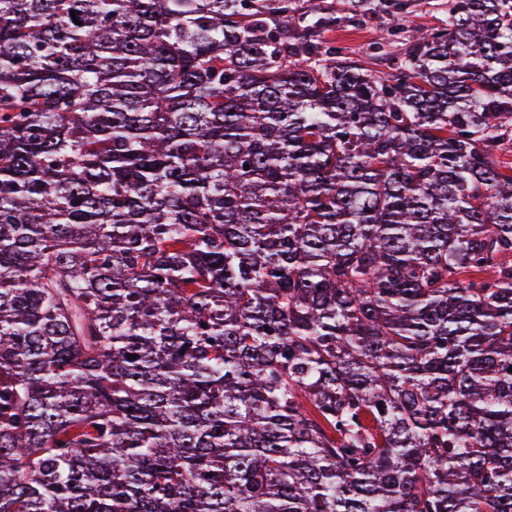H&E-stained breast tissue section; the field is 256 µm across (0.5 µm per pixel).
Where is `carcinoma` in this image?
Wrapping results in <instances>:
<instances>
[{"label":"carcinoma","instance_id":"obj_1","mask_svg":"<svg viewBox=\"0 0 512 512\" xmlns=\"http://www.w3.org/2000/svg\"><path fill=\"white\" fill-rule=\"evenodd\" d=\"M323 2L0 0V512H512V0ZM402 1H410L405 10L397 9V0H370V10L360 26H341L326 35L344 55L374 71L385 70V59L400 51L418 32L448 23V0ZM383 36L389 40L380 48L377 43Z\"/></svg>","mask_w":512,"mask_h":512}]
</instances>
